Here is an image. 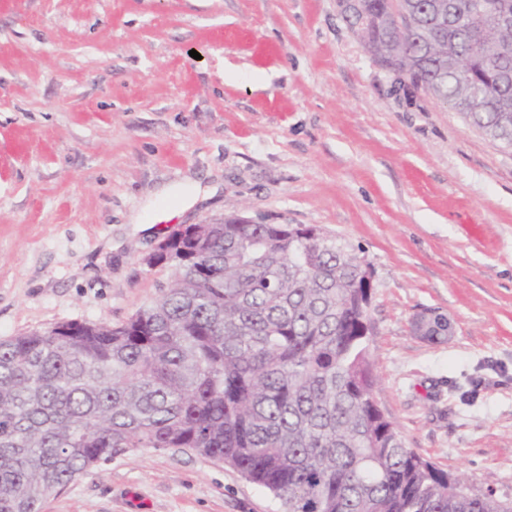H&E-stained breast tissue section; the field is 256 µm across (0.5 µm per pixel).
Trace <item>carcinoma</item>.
<instances>
[{
  "mask_svg": "<svg viewBox=\"0 0 512 512\" xmlns=\"http://www.w3.org/2000/svg\"><path fill=\"white\" fill-rule=\"evenodd\" d=\"M453 4L451 26L435 13ZM359 38L409 83L512 149V25L483 0H366ZM417 16L387 25L395 7ZM464 70L456 73L453 65ZM303 224H189L173 277L125 323L0 339V512L43 502L112 455L222 462L283 512H512L405 447L379 408L361 260Z\"/></svg>",
  "mask_w": 512,
  "mask_h": 512,
  "instance_id": "cac0c4a2",
  "label": "carcinoma"
}]
</instances>
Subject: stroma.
I'll return each mask as SVG.
<instances>
[{"mask_svg":"<svg viewBox=\"0 0 512 512\" xmlns=\"http://www.w3.org/2000/svg\"><path fill=\"white\" fill-rule=\"evenodd\" d=\"M232 214L320 226L368 264L379 407L512 501V150L395 88L336 0H0V338L125 323L171 277L158 245ZM426 310L447 340L412 329ZM42 512L281 507L224 463L140 448Z\"/></svg>","mask_w":512,"mask_h":512,"instance_id":"35a3bbf8","label":"stroma"}]
</instances>
